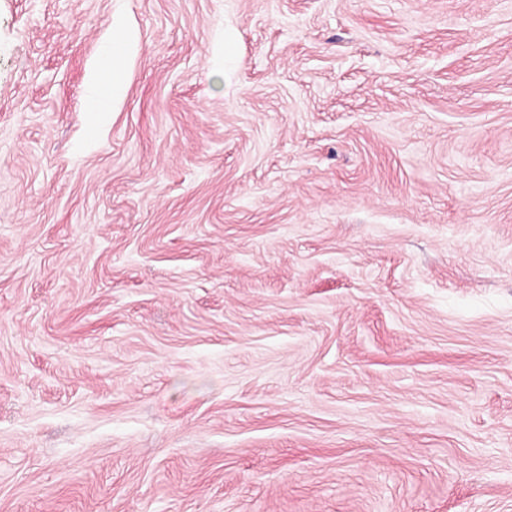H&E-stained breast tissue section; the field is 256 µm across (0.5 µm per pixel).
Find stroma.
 Here are the masks:
<instances>
[{
  "instance_id": "1",
  "label": "stroma",
  "mask_w": 512,
  "mask_h": 512,
  "mask_svg": "<svg viewBox=\"0 0 512 512\" xmlns=\"http://www.w3.org/2000/svg\"><path fill=\"white\" fill-rule=\"evenodd\" d=\"M0 512H512V0H0ZM134 43V36L127 25L121 20L112 22V49L103 58L102 65L109 63L112 69V83L108 90V101L97 105L101 96L99 75L89 91V101L93 112H109L112 101L119 97L125 82L124 58ZM101 65V67H102Z\"/></svg>"
}]
</instances>
